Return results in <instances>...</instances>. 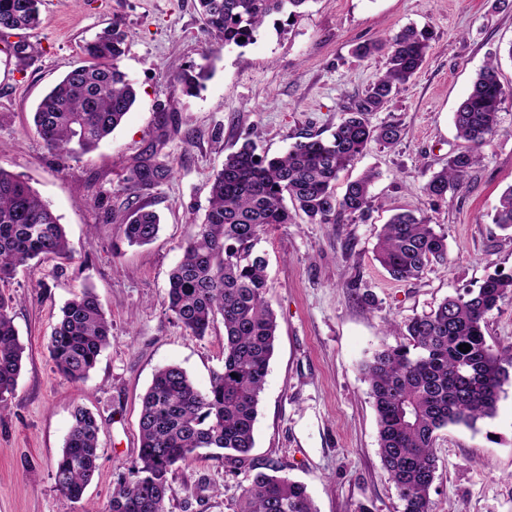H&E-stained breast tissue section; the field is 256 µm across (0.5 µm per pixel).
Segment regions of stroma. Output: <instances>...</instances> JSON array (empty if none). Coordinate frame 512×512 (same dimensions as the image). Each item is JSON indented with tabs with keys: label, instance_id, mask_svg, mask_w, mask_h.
I'll return each instance as SVG.
<instances>
[{
	"label": "stroma",
	"instance_id": "35a3bbf8",
	"mask_svg": "<svg viewBox=\"0 0 512 512\" xmlns=\"http://www.w3.org/2000/svg\"><path fill=\"white\" fill-rule=\"evenodd\" d=\"M127 33L123 70L137 100L122 125L87 154L58 157L36 135L33 112L67 72L85 64L84 47L112 21ZM427 30L425 62L372 123L399 122L395 147L370 144L341 181L372 168L367 220L314 224L303 213L268 228L254 251L267 261L266 299L277 317L255 446L230 465L201 449L169 478V508L236 512L254 466L272 461L305 483L318 512H399L382 468L375 412L361 365L394 325L430 313L448 295L512 272V233L492 222L512 186V0H310L302 13L267 20L245 46L209 39L197 0H44L33 31H0V168L20 175L63 224L70 258L31 261L5 284L25 348L14 394L0 405V512H89L131 480L138 454L141 398L157 369L184 368L206 389L224 362V325L190 335L167 309L171 270L193 225L209 207L210 182L227 155L253 142L278 156L294 136L329 135L349 96L364 92L385 60L353 54L356 44L408 26ZM24 45L16 53V45ZM501 54L506 96L501 123L465 186L442 198L425 185L462 145L453 114L478 71ZM208 64L202 89L187 93L178 71ZM167 174L139 195L122 186L143 160ZM161 217L158 237L131 246L120 233L139 205ZM425 217L448 242L447 265L393 280L376 259L378 234L395 213ZM98 295L112 338L88 378L64 379L47 345L64 304L80 287ZM374 296L373 304L361 293ZM102 426L100 467L84 499L64 503L52 471L75 406ZM434 512H512V382L493 417L437 435Z\"/></svg>",
	"mask_w": 512,
	"mask_h": 512
}]
</instances>
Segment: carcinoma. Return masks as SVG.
I'll use <instances>...</instances> for the list:
<instances>
[{"mask_svg": "<svg viewBox=\"0 0 512 512\" xmlns=\"http://www.w3.org/2000/svg\"><path fill=\"white\" fill-rule=\"evenodd\" d=\"M309 2L198 0L206 32L226 46L246 45L270 16L293 15ZM41 6L42 0H0V29L39 28ZM126 37L117 22L105 28L87 44L89 64L69 71L41 99L33 123L47 151L57 156L89 153L122 124L137 98L119 66ZM427 49L425 33L414 27L357 45L359 58L384 54L385 70L345 107L329 137L306 134L270 159L246 142L224 159L211 183L210 208L185 242L167 289L168 310L191 335L203 337L222 320L223 367L205 391L178 365L157 369L142 399L141 448L130 466L135 479L119 483L105 508L93 512H169V475L201 448L223 450L228 462L247 459L277 329L266 300V261L254 254L255 245L267 227L292 223L287 198L313 224L368 217L377 174L364 171L341 196L336 182L370 143L394 147L404 138L399 123L374 125L370 115L386 110L397 88L418 73ZM175 78L192 93L208 78V66L182 70ZM504 99L494 59L480 69L454 113L457 136L466 146L431 176L425 185L428 196L442 198L466 184L498 131ZM165 172L163 166L142 161L122 190L134 194ZM493 223L512 231V185L502 192ZM159 230V216L144 207L131 211L121 226L130 245L150 243ZM69 251L65 229L50 205L20 176L0 169V282L32 260ZM377 260L392 279L408 281L447 264L448 244L426 218L397 213L379 233ZM510 297L512 273L490 275L478 289L450 295L432 312L394 326L400 341L382 342L362 365L376 413L381 463L401 512H432L437 431L449 425L473 427L495 414L502 387L512 378V343L489 345L486 318ZM15 304L16 297L0 292L1 403L14 392L23 362L24 347L11 316ZM111 336L112 321L98 296L90 288L79 289L63 307L47 346L55 371L73 382L85 380ZM464 343L470 346L466 353L459 350ZM100 432L88 409H74L53 471L63 500H80L97 472ZM236 512L317 509L304 484L279 475L277 464L268 462L243 490Z\"/></svg>", "mask_w": 512, "mask_h": 512, "instance_id": "carcinoma-1", "label": "carcinoma"}]
</instances>
